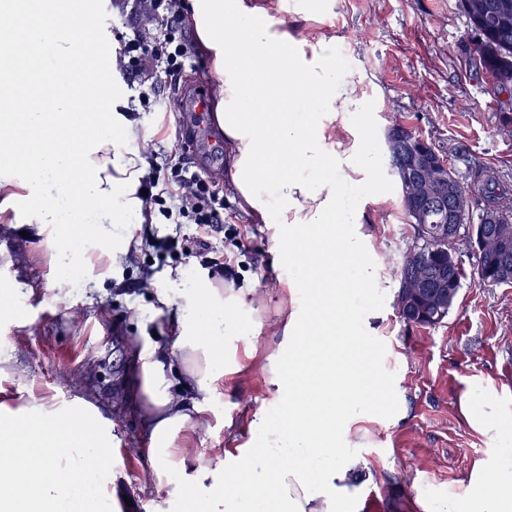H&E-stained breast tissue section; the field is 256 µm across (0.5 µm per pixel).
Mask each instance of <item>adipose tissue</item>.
Returning a JSON list of instances; mask_svg holds the SVG:
<instances>
[{
  "mask_svg": "<svg viewBox=\"0 0 512 512\" xmlns=\"http://www.w3.org/2000/svg\"><path fill=\"white\" fill-rule=\"evenodd\" d=\"M95 0H0V216L47 231L56 288L67 271L93 274L96 262H125L131 232L142 223L137 196L145 160L136 123L118 111L110 35L91 32ZM187 17L210 57L215 120L233 154L227 172L240 209L268 224L274 250L289 266L288 293L342 305L346 285L366 281L369 262L356 232H330L341 213V188L372 178L370 150L325 151L328 112H352L356 87L336 66L331 45L275 29L250 0H190ZM127 234L117 235L113 225ZM236 297L203 287L187 299L192 318L175 322L174 349L194 395L169 391L165 351L140 357L150 441L149 463L161 477L185 472L181 512H356L359 460L336 434L372 404L351 392L353 337L328 352L309 339L308 311L290 308L280 325L287 374L272 394L288 406L286 424L258 410L252 426L262 452L224 458L217 468H187L177 439L207 423L206 405L224 385L226 313ZM316 363L329 380L310 400L298 376ZM461 409L475 430L497 439L495 456L477 462L448 512H512V410L490 386H468ZM0 512H102L118 504L112 426L90 405L0 403ZM495 471L483 481L486 471Z\"/></svg>",
  "mask_w": 512,
  "mask_h": 512,
  "instance_id": "obj_1",
  "label": "adipose tissue"
}]
</instances>
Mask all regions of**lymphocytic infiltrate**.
<instances>
[{"instance_id":"1","label":"lymphocytic infiltrate","mask_w":512,"mask_h":512,"mask_svg":"<svg viewBox=\"0 0 512 512\" xmlns=\"http://www.w3.org/2000/svg\"><path fill=\"white\" fill-rule=\"evenodd\" d=\"M113 6L133 33L116 51L119 70L126 72L141 98L166 94L179 83L186 60L195 54L183 0H114ZM161 142V136H151L143 152L147 169L140 186L145 220L159 215L175 224L185 220L196 224V245L206 256L211 279L238 281L235 255L211 245L217 235L230 241L237 234L224 221V198L218 190L223 169H208L189 159L159 163Z\"/></svg>"}]
</instances>
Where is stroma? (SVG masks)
Listing matches in <instances>:
<instances>
[{
  "label": "stroma",
  "mask_w": 512,
  "mask_h": 512,
  "mask_svg": "<svg viewBox=\"0 0 512 512\" xmlns=\"http://www.w3.org/2000/svg\"><path fill=\"white\" fill-rule=\"evenodd\" d=\"M260 4L296 37L335 44L362 109L329 115L327 149L367 146L377 161L371 186L349 185L343 203L362 215L372 279L347 288L340 320L366 346L355 356L361 372L386 388L353 428L362 460L358 512H442L494 445L468 424L462 392L489 382L512 395V376L502 371L512 364V284H481L477 255L466 246L464 286L447 318L419 327L398 317V266L414 228L388 171L384 133L404 125L457 169L475 163L512 184V128L498 120L512 112V94L496 90L465 54L459 0H320L310 15L296 12V0ZM222 187L226 222L246 227L238 252L244 301L224 338V390L208 428L190 438L193 457L209 463L260 447L250 423L271 399L269 358L280 351L278 324L290 306L289 271L271 249L267 224L239 209L230 182ZM142 255L154 271L150 287H137L141 268L127 264L97 281L71 272L62 291L38 226L0 222V285L18 290L0 313V350L12 358L0 388L16 402L30 394L48 403L83 400L110 420L124 512H156L180 496L179 475L160 484L150 467L132 362L145 348L171 350L177 303L210 282L201 258L150 247Z\"/></svg>",
  "instance_id": "obj_1"
}]
</instances>
